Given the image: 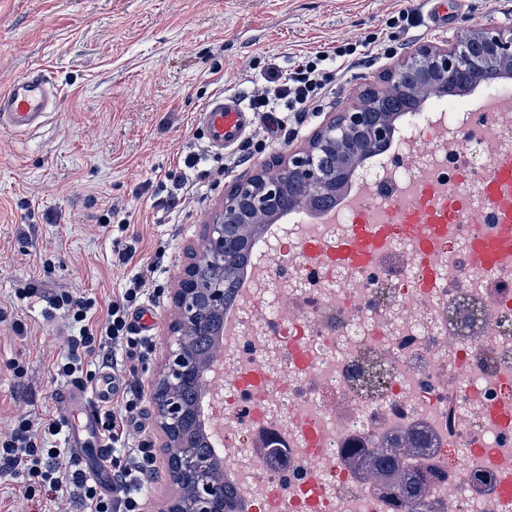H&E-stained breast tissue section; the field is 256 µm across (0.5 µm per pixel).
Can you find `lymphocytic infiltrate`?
<instances>
[{"mask_svg": "<svg viewBox=\"0 0 512 512\" xmlns=\"http://www.w3.org/2000/svg\"><path fill=\"white\" fill-rule=\"evenodd\" d=\"M325 53L304 57L284 81L264 85L251 98L252 106L260 112H281L286 119L301 120L309 109V102L324 90L330 77ZM144 278H137L120 298L113 300L103 324H91L89 314L94 308L92 300L62 297L59 308L65 309L74 323L79 324V337L75 344L79 353L73 354L62 365L63 374L71 376L82 370V353H95L107 347L124 348L132 359L144 360L151 352L147 339L134 335L128 316L144 291ZM139 392L124 389L120 404L103 411L101 428L104 436L117 442L130 432L145 433L144 414ZM57 448L40 447L29 419H22L12 433L0 440V461L7 468L20 470L32 484L47 492H60L67 484L80 490L88 512H142L143 492L157 472L151 449H128L124 457L112 458V490L105 493L96 483L80 472L67 471L58 458Z\"/></svg>", "mask_w": 512, "mask_h": 512, "instance_id": "obj_1", "label": "lymphocytic infiltrate"}]
</instances>
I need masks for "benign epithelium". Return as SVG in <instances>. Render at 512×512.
Masks as SVG:
<instances>
[{"instance_id": "7a95c632", "label": "benign epithelium", "mask_w": 512, "mask_h": 512, "mask_svg": "<svg viewBox=\"0 0 512 512\" xmlns=\"http://www.w3.org/2000/svg\"><path fill=\"white\" fill-rule=\"evenodd\" d=\"M464 66L476 81L511 75L512 26H489L453 42L417 47L379 83L362 87L353 103L320 126L308 146L289 152L275 173L259 171L224 190L202 247L189 257L176 288L168 355L155 379L158 424L164 447L172 449L169 465L177 486L169 512H224L223 486L211 479L207 462L185 436L187 409L180 391L203 372L187 342L190 333L205 328L197 307L224 316V274L233 271L247 230L296 206L330 200L348 183L356 162L393 140L394 106L447 89Z\"/></svg>"}]
</instances>
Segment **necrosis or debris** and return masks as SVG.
<instances>
[{
  "instance_id": "4bbe7bcc",
  "label": "necrosis or debris",
  "mask_w": 512,
  "mask_h": 512,
  "mask_svg": "<svg viewBox=\"0 0 512 512\" xmlns=\"http://www.w3.org/2000/svg\"><path fill=\"white\" fill-rule=\"evenodd\" d=\"M435 110L444 137L420 145L418 174L367 171L365 207L388 222L389 193L426 184L459 193L462 219L427 246L391 243L358 265L302 253L308 237L346 236L350 212L289 225L238 314L219 389L224 465L251 482L266 512H405L355 479L344 456L418 421L440 442L421 465L446 512H512V497L496 491L512 481V242L489 270L472 248L499 233L497 210L512 206L505 192L486 203L488 167L512 157V121L452 97ZM459 121L480 156L457 143ZM259 301L267 312L257 320ZM262 429L288 435L280 468L251 453Z\"/></svg>"
}]
</instances>
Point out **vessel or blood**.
<instances>
[{"label": "vessel or blood", "instance_id": "1", "mask_svg": "<svg viewBox=\"0 0 512 512\" xmlns=\"http://www.w3.org/2000/svg\"><path fill=\"white\" fill-rule=\"evenodd\" d=\"M59 107L55 85L42 73H30L0 88V129L24 134L40 127ZM211 148L221 151L237 144L254 123L251 110L236 94L220 92L200 114ZM430 193L420 189L414 203L399 208L386 225L371 223L358 215L349 235L338 241L330 256L336 263H365L372 259L384 239L425 240L441 228L456 223L461 213L456 197H447L438 210L429 206ZM121 385L111 370L102 371L90 385L74 379L65 384L58 397L61 414L79 411L77 421L67 428V445L84 475L102 478L101 466L109 453L100 431V415L111 406Z\"/></svg>", "mask_w": 512, "mask_h": 512}]
</instances>
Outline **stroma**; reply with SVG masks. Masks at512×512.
<instances>
[{
    "label": "stroma",
    "mask_w": 512,
    "mask_h": 512,
    "mask_svg": "<svg viewBox=\"0 0 512 512\" xmlns=\"http://www.w3.org/2000/svg\"><path fill=\"white\" fill-rule=\"evenodd\" d=\"M412 8L413 22L398 18ZM423 0H0V86L43 69L61 103L42 127L0 130V438L19 419H57V372L79 334L60 295L90 297L94 323L137 276L157 316L153 352L124 377L144 392L145 438L158 474L148 512H167L175 487L157 422L174 292L225 185L305 146L331 113L428 42L489 24L512 26V0H462L447 26L427 23ZM390 57L332 76L297 137L265 150L262 124L248 132L249 161L221 174L228 153L211 149L199 115L218 92L249 96L271 73L315 51L344 49L373 32ZM201 163L186 168L184 159ZM192 189L167 204L170 174ZM25 474L0 468V512H83L79 491L28 498Z\"/></svg>",
    "instance_id": "stroma-1"
}]
</instances>
